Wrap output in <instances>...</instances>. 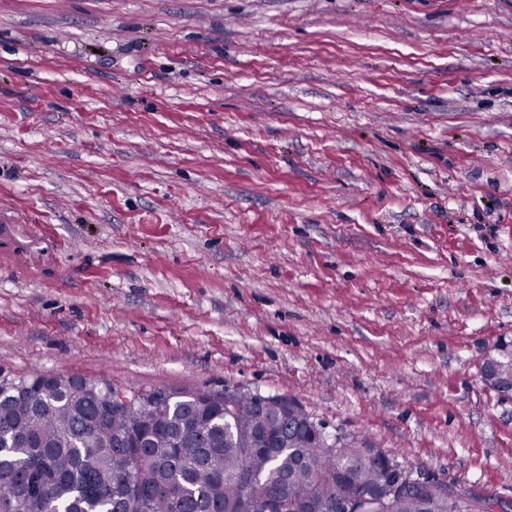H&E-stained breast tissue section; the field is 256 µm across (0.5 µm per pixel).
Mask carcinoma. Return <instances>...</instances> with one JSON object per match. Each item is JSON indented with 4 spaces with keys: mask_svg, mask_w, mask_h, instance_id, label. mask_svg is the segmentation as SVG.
<instances>
[{
    "mask_svg": "<svg viewBox=\"0 0 512 512\" xmlns=\"http://www.w3.org/2000/svg\"><path fill=\"white\" fill-rule=\"evenodd\" d=\"M0 396V502L12 512H344L357 493L384 489L393 459L366 437L326 434L297 403L281 419L275 396L237 394L235 410L206 392H172L162 403L135 387L137 411L119 410L97 380L58 377ZM409 485L381 511L476 512L474 501Z\"/></svg>",
    "mask_w": 512,
    "mask_h": 512,
    "instance_id": "obj_1",
    "label": "carcinoma"
}]
</instances>
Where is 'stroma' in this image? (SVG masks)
Segmentation results:
<instances>
[{"label": "stroma", "mask_w": 512, "mask_h": 512, "mask_svg": "<svg viewBox=\"0 0 512 512\" xmlns=\"http://www.w3.org/2000/svg\"><path fill=\"white\" fill-rule=\"evenodd\" d=\"M512 0H0V379L295 400L512 503ZM501 358H498V357ZM507 359L509 362L512 359L511 344L505 346L500 344L496 352L489 355L483 364L482 379L486 386L502 391L512 390V376L506 375L501 370L503 360Z\"/></svg>", "instance_id": "35a3bbf8"}]
</instances>
